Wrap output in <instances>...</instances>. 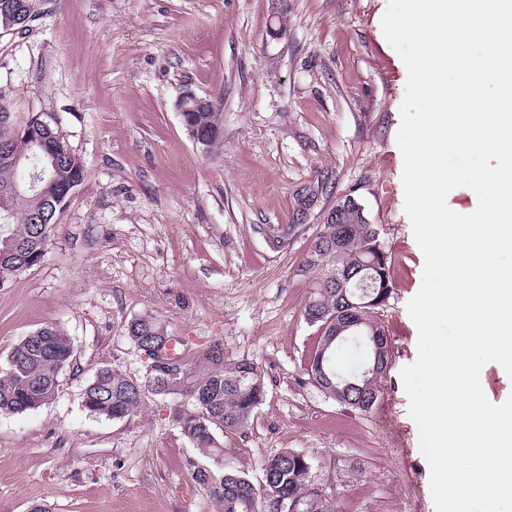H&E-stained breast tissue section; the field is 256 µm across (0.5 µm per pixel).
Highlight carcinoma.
I'll return each instance as SVG.
<instances>
[{"label": "carcinoma", "mask_w": 512, "mask_h": 512, "mask_svg": "<svg viewBox=\"0 0 512 512\" xmlns=\"http://www.w3.org/2000/svg\"><path fill=\"white\" fill-rule=\"evenodd\" d=\"M41 0H0V26L25 28L40 13ZM188 108L181 113L190 137L206 140L204 152L222 141L223 113L191 98L181 99ZM83 162L71 152L54 121L34 117L24 127L13 126L12 113L0 105V285L40 264L59 224V215L72 190L81 183ZM40 174L33 189L16 191L18 184ZM321 225L316 234V253L305 259L300 272L311 278L314 292L304 307L312 325L325 321H363L356 332L346 333L369 351L374 336H387L379 322V309L392 293V256L383 243L378 225L368 221L355 198ZM353 281L372 276L369 296L360 298L350 288L321 287L332 273ZM163 327L145 316L127 325V336L138 347L158 341ZM325 338L308 364L314 381L320 354L331 373L339 371L337 351L343 340ZM73 358V345L57 327L46 325L20 340L0 365V412L23 413L51 401L59 376ZM372 358L365 357L362 370L351 374L358 387L349 391L345 406L360 413L371 411L370 397L381 398L382 373H363ZM265 376L249 358L232 357L224 344L215 342L185 364V373L143 381L109 367L95 373L83 392L87 411L109 419H121L141 405L146 394L184 401L171 407V418L180 434L207 459L197 478L207 487L216 512H331L316 483L310 458L288 449L267 458L262 480L254 483L244 471L224 467L223 438L242 432L262 404Z\"/></svg>", "instance_id": "1"}]
</instances>
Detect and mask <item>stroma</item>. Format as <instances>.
I'll return each instance as SVG.
<instances>
[{"label":"stroma","instance_id":"1","mask_svg":"<svg viewBox=\"0 0 512 512\" xmlns=\"http://www.w3.org/2000/svg\"><path fill=\"white\" fill-rule=\"evenodd\" d=\"M388 0H44L23 30L0 29V104L16 126L55 120L84 163L42 262L0 287V363L49 324L73 344L55 398L0 413V512H214L199 452L144 397L121 419L88 412L97 369L145 379L129 322L154 317L187 358L220 341L252 359L266 396L224 440V464L261 481L291 449L315 463L332 512H435L430 469L400 372L417 357L406 305L423 254L404 212L397 145L407 71L386 41ZM286 32L274 35L279 15ZM224 114L205 154L176 101ZM329 194L286 244L293 198L323 172ZM354 196L392 256L381 311L392 361L377 408L360 414L312 384L320 331L298 275L326 213Z\"/></svg>","mask_w":512,"mask_h":512}]
</instances>
